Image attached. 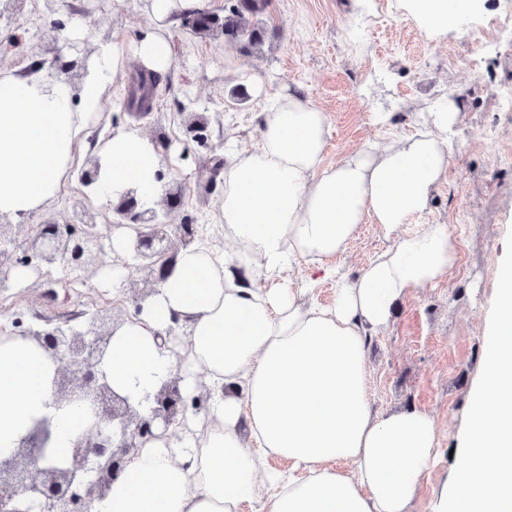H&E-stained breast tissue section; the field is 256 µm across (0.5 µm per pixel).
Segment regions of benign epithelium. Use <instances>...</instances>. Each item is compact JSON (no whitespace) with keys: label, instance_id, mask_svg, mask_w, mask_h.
<instances>
[{"label":"benign epithelium","instance_id":"obj_1","mask_svg":"<svg viewBox=\"0 0 512 512\" xmlns=\"http://www.w3.org/2000/svg\"><path fill=\"white\" fill-rule=\"evenodd\" d=\"M185 24L199 34L222 35L220 15L196 11ZM99 159L87 158L78 179L88 186L99 176ZM182 189L165 193L161 201L145 207L135 191L129 190L110 203L117 224L130 228L134 236L128 259L144 273L143 285L131 288L126 299L139 316L173 267L179 249L194 242L193 225L169 229L164 218L182 205ZM95 214L78 206L72 217L59 224L47 221L30 226L20 234V224L0 216V285L17 267L14 253L32 254L38 264L55 268L73 279L105 264V251L93 233ZM123 319L112 309L98 308L79 327L28 328L21 337L36 342L54 362L53 399L57 406L74 407L85 424L75 437L66 462L53 465L46 459L51 424L43 419L22 437L9 459L0 458V512H91L94 500L105 495L124 470L127 456L157 438L154 428H169L186 417L188 410L207 413L210 391L203 389L187 399L180 377L165 382L144 401L151 403L143 414L130 400L116 393L101 369L113 333Z\"/></svg>","mask_w":512,"mask_h":512}]
</instances>
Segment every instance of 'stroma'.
<instances>
[{
  "label": "stroma",
  "mask_w": 512,
  "mask_h": 512,
  "mask_svg": "<svg viewBox=\"0 0 512 512\" xmlns=\"http://www.w3.org/2000/svg\"><path fill=\"white\" fill-rule=\"evenodd\" d=\"M351 0H272L264 15V42L247 48L224 38L197 34L177 24L170 33L174 58L156 88L151 112L130 113L127 92L106 85L102 107L90 129L109 135L131 129L163 144V187L182 186L184 205L168 222L197 228L196 240L227 247L220 205L224 175L214 171L224 146L248 150L260 141L267 100L285 89L300 91L327 112L331 123L326 162L363 145L416 130L411 117L436 112L454 100L460 112L451 137L460 149L450 160L428 208L405 229L447 225L459 245L453 268L434 284L417 289L395 307L388 327L367 339L369 400L374 411L420 410L437 428V458L418 486L413 512H436L462 452L468 396L476 385L487 345L497 289V270L512 258V108L499 94L512 90V0H483L461 19L462 34L427 39L396 0H373L372 12L351 10ZM86 30L78 44L96 53L100 44L128 46L154 27L141 0H27L22 14L0 25V66L22 71L49 66L69 44L76 26ZM483 30L482 44L467 36ZM245 98H237V90ZM206 119L201 138L187 133L190 113ZM91 150L78 142L72 171L58 197L34 215L33 223L64 222L74 206L86 203L97 214L103 245L112 240L109 206L89 200L78 180ZM391 239L378 225L362 224L339 258L340 275L356 278ZM36 269L28 290L0 287V336L24 326L51 328L82 316L111 297L101 270L83 281L66 282L54 302L38 289Z\"/></svg>",
  "instance_id": "obj_1"
}]
</instances>
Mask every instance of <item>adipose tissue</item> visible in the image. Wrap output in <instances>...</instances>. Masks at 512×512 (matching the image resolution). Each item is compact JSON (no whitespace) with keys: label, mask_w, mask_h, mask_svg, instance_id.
<instances>
[{"label":"adipose tissue","mask_w":512,"mask_h":512,"mask_svg":"<svg viewBox=\"0 0 512 512\" xmlns=\"http://www.w3.org/2000/svg\"><path fill=\"white\" fill-rule=\"evenodd\" d=\"M144 2L156 30L133 51L159 73L174 54L167 28L203 0ZM398 4L438 37L459 30L472 0ZM124 74L121 49L108 45L77 93L62 79L0 68V215L24 221L56 198L106 82ZM457 120L449 107L413 135L381 138L329 164L327 113L295 92L268 100L258 145L230 152L224 169L221 219L233 249L180 250L143 313L117 328L103 364L118 394L136 401L156 391L175 372L160 336L179 314L188 331L179 351L189 359L180 388L193 394L196 372H205L210 423L187 421L177 438L130 455L92 512H242L254 501L261 512H412L433 462L436 426L422 411H372L366 340L388 326L397 301L456 262L447 225L412 234L402 227L445 178ZM97 155L100 176L89 192L98 203L129 188L149 203L160 196L161 157L148 137L115 131ZM368 221L393 244L356 279L337 280L332 306L279 284L296 258L316 265L345 254ZM498 280L483 372L469 398L464 463L438 512H512V260ZM54 375L34 341L0 336V457L44 417L58 421L55 444L69 447L79 418L54 409ZM271 455L287 471L271 469Z\"/></svg>","instance_id":"obj_1"}]
</instances>
